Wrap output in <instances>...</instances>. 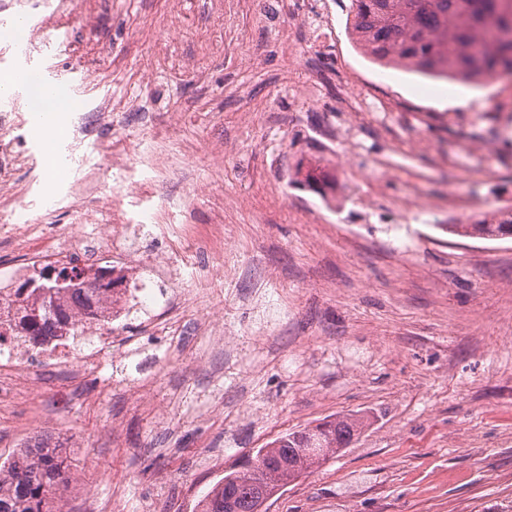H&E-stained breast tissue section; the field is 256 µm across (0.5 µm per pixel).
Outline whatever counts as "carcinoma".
<instances>
[{
  "instance_id": "1",
  "label": "carcinoma",
  "mask_w": 512,
  "mask_h": 512,
  "mask_svg": "<svg viewBox=\"0 0 512 512\" xmlns=\"http://www.w3.org/2000/svg\"><path fill=\"white\" fill-rule=\"evenodd\" d=\"M353 38L377 61H397L433 77L463 80L512 75V38L499 41L489 31L512 34V0H353ZM291 183L326 196L335 186L322 168L298 164ZM448 232L482 239L512 235L506 224H450ZM69 279L58 289L46 281L19 293L46 301L26 314L27 336L36 341L62 325L55 298L66 294L84 302L89 289L77 288L82 273L62 267ZM368 425L362 414H343L314 426L289 430L256 450L249 472L230 469L198 500L194 512H267V502L289 483L349 447ZM32 445L13 457L10 488L0 493V512H65L60 486L68 482L66 458L47 439L36 435Z\"/></svg>"
}]
</instances>
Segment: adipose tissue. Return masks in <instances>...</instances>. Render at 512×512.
Here are the masks:
<instances>
[{"label": "adipose tissue", "instance_id": "ef3b65f1", "mask_svg": "<svg viewBox=\"0 0 512 512\" xmlns=\"http://www.w3.org/2000/svg\"><path fill=\"white\" fill-rule=\"evenodd\" d=\"M26 98L29 102L31 130L36 137L58 136L65 132L67 114L79 109L80 103L63 87L47 89L41 79L28 76Z\"/></svg>", "mask_w": 512, "mask_h": 512}]
</instances>
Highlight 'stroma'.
Returning <instances> with one entry per match:
<instances>
[{
    "label": "stroma",
    "mask_w": 512,
    "mask_h": 512,
    "mask_svg": "<svg viewBox=\"0 0 512 512\" xmlns=\"http://www.w3.org/2000/svg\"><path fill=\"white\" fill-rule=\"evenodd\" d=\"M332 48L290 40L275 0H56L62 82L78 81L63 168L49 177L25 98L0 101L15 194L0 197V265L17 260V224L61 234L120 218L221 221L224 247L183 256L184 329L206 288L233 348L205 337L169 356L125 329L106 357L112 389L29 397L0 415L10 456L34 414L79 435L68 512L94 494L108 512H192L225 469L282 432L345 413L368 416L349 448L288 485L269 512H512V237L449 234L512 206V78L469 86L372 63L350 40L352 0H326ZM343 70L385 112H341L332 88L315 105L297 91L311 65ZM476 92L484 105L463 109ZM110 118L91 125L94 113ZM339 125L347 140H331ZM126 153L127 195L100 146ZM336 180L327 195L289 180L299 161ZM421 193L425 210L403 207ZM151 382L168 428L134 406ZM123 423L120 447L106 434Z\"/></svg>",
    "instance_id": "35a3bbf8"
}]
</instances>
